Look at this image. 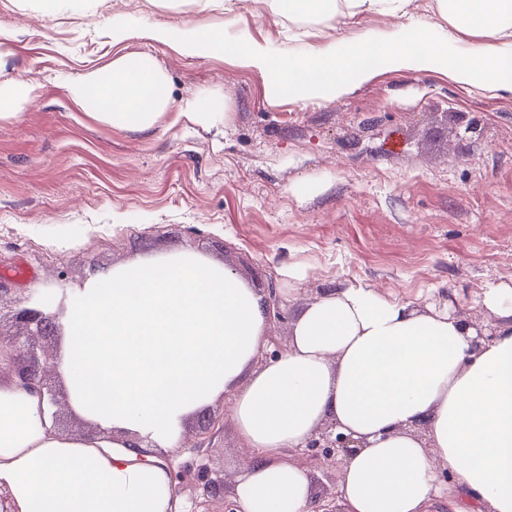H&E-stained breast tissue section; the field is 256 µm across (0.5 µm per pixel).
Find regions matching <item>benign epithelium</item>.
<instances>
[{
  "label": "benign epithelium",
  "instance_id": "benign-epithelium-1",
  "mask_svg": "<svg viewBox=\"0 0 512 512\" xmlns=\"http://www.w3.org/2000/svg\"><path fill=\"white\" fill-rule=\"evenodd\" d=\"M11 318L15 331L9 335V366L14 378L25 387H38L50 406L59 407L60 399L50 382L55 365L46 345L50 337L58 334L57 313L45 300L31 295L16 303ZM360 447L361 441L338 431L336 424L330 422L309 437L304 454L312 461L330 463L340 455L352 456Z\"/></svg>",
  "mask_w": 512,
  "mask_h": 512
}]
</instances>
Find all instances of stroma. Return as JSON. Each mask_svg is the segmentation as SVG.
Masks as SVG:
<instances>
[{
    "label": "stroma",
    "mask_w": 512,
    "mask_h": 512,
    "mask_svg": "<svg viewBox=\"0 0 512 512\" xmlns=\"http://www.w3.org/2000/svg\"><path fill=\"white\" fill-rule=\"evenodd\" d=\"M238 28L278 51L388 32L433 17L278 20L238 0ZM224 26L222 0H0V81L32 78L37 97L0 120V287L7 298L72 299L97 273L137 258L198 253L249 287L275 286L282 319L263 355L285 346L305 303L360 283L405 302L485 320L488 286L512 288V95L434 71L380 70L330 100L269 103L266 78L220 56L150 40L156 25ZM129 31L113 43V28ZM152 56L170 106L147 131L90 116L67 86L124 54ZM220 102L203 126L173 122L190 99ZM305 270L289 280L288 268ZM207 438L189 417L171 464L182 512H224L241 441L226 401ZM224 479V496L205 487Z\"/></svg>",
    "instance_id": "35a3bbf8"
}]
</instances>
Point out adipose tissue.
Masks as SVG:
<instances>
[{"label": "adipose tissue", "instance_id": "1", "mask_svg": "<svg viewBox=\"0 0 512 512\" xmlns=\"http://www.w3.org/2000/svg\"><path fill=\"white\" fill-rule=\"evenodd\" d=\"M273 16H405L409 0H265ZM434 23L356 38L303 56L247 32L157 27L181 55L221 52L268 78L267 97L301 105L340 97L391 71L438 70L512 94V0H434ZM479 43L462 48L461 37ZM112 127L147 130L169 107L149 55L115 58L69 87ZM496 330L451 310L341 285L304 308L287 349L260 361L261 296L224 264L192 252L98 273L69 303L55 358L90 435L58 431L45 395L0 384V512H181L169 455L182 423L227 398L250 451L237 512H313L307 468L288 461L323 424L361 440L340 486L344 512H512V289L481 297Z\"/></svg>", "mask_w": 512, "mask_h": 512}]
</instances>
